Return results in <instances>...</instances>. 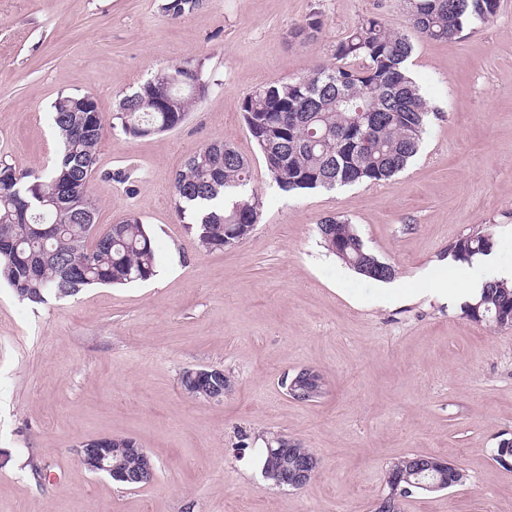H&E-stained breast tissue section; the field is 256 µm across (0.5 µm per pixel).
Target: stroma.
Wrapping results in <instances>:
<instances>
[{
    "mask_svg": "<svg viewBox=\"0 0 512 512\" xmlns=\"http://www.w3.org/2000/svg\"><path fill=\"white\" fill-rule=\"evenodd\" d=\"M166 2L0 0V160L20 170L52 168L60 95L91 93L108 116L119 95L188 60L210 83L173 131L104 130L95 225L138 217L157 249L150 280L39 305L0 283V512H370L389 467L413 454L447 458L466 481L412 493L404 512H512V471L493 458L512 438V327L428 292L467 234L490 233L512 264V0L446 42L412 34L403 0H203L177 17ZM314 13L322 30L297 35ZM368 15L414 46L408 74L430 112L420 150L387 181L282 192L242 102L334 64L337 41ZM215 141L248 160L260 215L246 241L207 251L176 212L173 180ZM334 214L413 299L373 305L378 282L318 236ZM200 367L229 377L222 401L181 390V373ZM303 369L326 380L316 401L286 391ZM99 436L134 439L154 479L123 488L82 468L78 446ZM276 437L316 457L305 488L246 471Z\"/></svg>",
    "mask_w": 512,
    "mask_h": 512,
    "instance_id": "1",
    "label": "stroma"
}]
</instances>
